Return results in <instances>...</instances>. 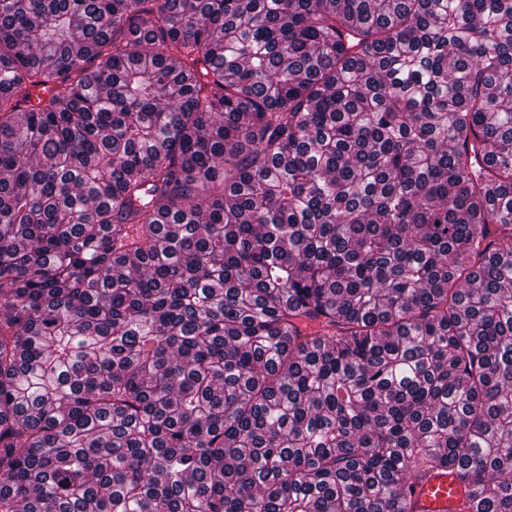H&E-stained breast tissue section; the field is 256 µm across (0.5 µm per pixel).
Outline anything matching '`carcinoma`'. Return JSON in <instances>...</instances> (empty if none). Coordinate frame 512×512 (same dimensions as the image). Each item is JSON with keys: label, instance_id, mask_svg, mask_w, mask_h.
Masks as SVG:
<instances>
[{"label": "carcinoma", "instance_id": "carcinoma-1", "mask_svg": "<svg viewBox=\"0 0 512 512\" xmlns=\"http://www.w3.org/2000/svg\"><path fill=\"white\" fill-rule=\"evenodd\" d=\"M445 470L512 512V0H0V512Z\"/></svg>", "mask_w": 512, "mask_h": 512}]
</instances>
